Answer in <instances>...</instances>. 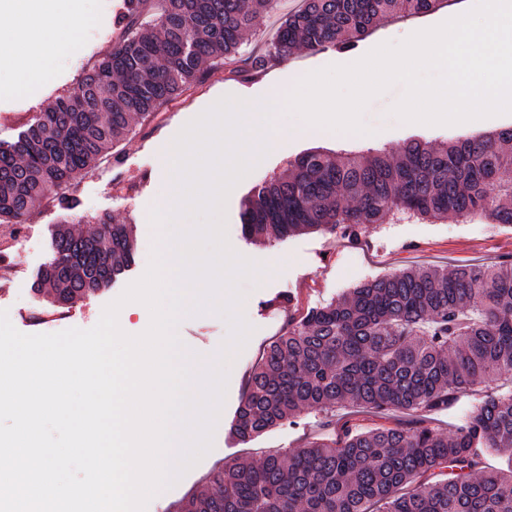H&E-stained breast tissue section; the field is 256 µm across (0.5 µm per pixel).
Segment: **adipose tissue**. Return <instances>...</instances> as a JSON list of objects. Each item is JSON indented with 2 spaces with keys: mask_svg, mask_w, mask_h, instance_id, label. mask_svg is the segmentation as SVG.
I'll use <instances>...</instances> for the list:
<instances>
[{
  "mask_svg": "<svg viewBox=\"0 0 512 512\" xmlns=\"http://www.w3.org/2000/svg\"><path fill=\"white\" fill-rule=\"evenodd\" d=\"M80 18L71 0H0V56L15 59L19 88H29L64 43H74Z\"/></svg>",
  "mask_w": 512,
  "mask_h": 512,
  "instance_id": "1",
  "label": "adipose tissue"
}]
</instances>
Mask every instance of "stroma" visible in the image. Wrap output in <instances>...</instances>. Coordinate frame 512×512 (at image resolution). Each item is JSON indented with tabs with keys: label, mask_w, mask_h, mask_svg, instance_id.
Listing matches in <instances>:
<instances>
[{
	"label": "stroma",
	"mask_w": 512,
	"mask_h": 512,
	"mask_svg": "<svg viewBox=\"0 0 512 512\" xmlns=\"http://www.w3.org/2000/svg\"><path fill=\"white\" fill-rule=\"evenodd\" d=\"M122 6L123 0H76L77 11L88 19L75 34L77 50L60 51L46 79L28 95H21L12 87L9 63L0 64L1 145L14 142L41 112L75 85L87 65L107 50ZM456 8L455 0H450L448 6L427 15L381 22L360 42L357 51L366 54L380 42L408 37L417 26L441 24L452 17ZM344 62L343 54L329 48L318 52L299 51L287 62L269 65L263 73L237 72L223 65L186 100L164 107L151 123L135 124L133 133L116 144L110 154L73 186L72 193L79 202L75 210H61L47 198L39 201L25 226L23 240L15 246L9 242L11 227L0 226V253L6 258L5 265H0V310L7 311L14 327L25 334L95 326L104 307L146 271L153 242L159 235L158 229L150 225L148 213L151 207L160 204L166 178L158 154L150 150L151 145L173 142L188 122L222 97L266 95L271 80L281 91L289 92L301 73ZM403 93V85L395 84L367 103L363 119L376 131L375 140L367 141L344 132L330 135L291 132L281 137L251 176L229 194L225 220L232 249L267 269L262 279L241 284L242 311L253 332L243 350L228 364L226 396L210 453L175 485L157 493L146 512H173L174 504L201 488L209 471L224 462L238 459L255 462L270 449L291 453L307 439L326 434L324 419L314 410L301 412L294 421L284 422L248 445L239 444L229 434L251 368L265 345L286 329L292 312L318 307L360 284L411 268L452 270L502 258L512 260V228L480 219L465 222L451 217L428 223L390 218L382 224L363 226L353 240L319 232L264 244H254L243 237L239 219L243 197L307 149L364 151L371 147L395 148L412 137L437 144L461 135L462 129L457 125L415 127L391 115V108ZM105 217L133 228L134 263L130 270L109 287L66 308L56 307L50 297L36 293L37 277L54 257L53 238L60 225H69L75 233L88 235L95 229V220ZM283 297L293 298L296 309L291 311L280 306ZM177 335L185 346L205 355L221 349L228 326L223 318L213 314L192 316L181 321Z\"/></svg>",
	"instance_id": "stroma-1"
}]
</instances>
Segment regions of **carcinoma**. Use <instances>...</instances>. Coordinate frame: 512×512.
Here are the masks:
<instances>
[{"mask_svg":"<svg viewBox=\"0 0 512 512\" xmlns=\"http://www.w3.org/2000/svg\"><path fill=\"white\" fill-rule=\"evenodd\" d=\"M280 0H125V36L18 139L0 147V223L25 224L53 197L72 210L74 182L136 121L238 59L243 39ZM447 0H302L269 49L244 59L261 72L295 51L349 52L380 21L431 13ZM484 217L512 226V128L446 143L410 140L368 153L307 151L244 198L243 234L266 242L323 231L353 239L366 224ZM76 237L60 228L38 278L63 307L108 286L134 259L133 230L109 218ZM512 378V264L410 269L360 285L288 321L263 349L231 434L247 444L306 409L352 403L414 417L375 428L350 422L292 454L226 462L210 488L175 512H512V393H489L452 432L425 414L458 394ZM497 452L505 466L487 468Z\"/></svg>","mask_w":512,"mask_h":512,"instance_id":"cac0c4a2","label":"carcinoma"}]
</instances>
